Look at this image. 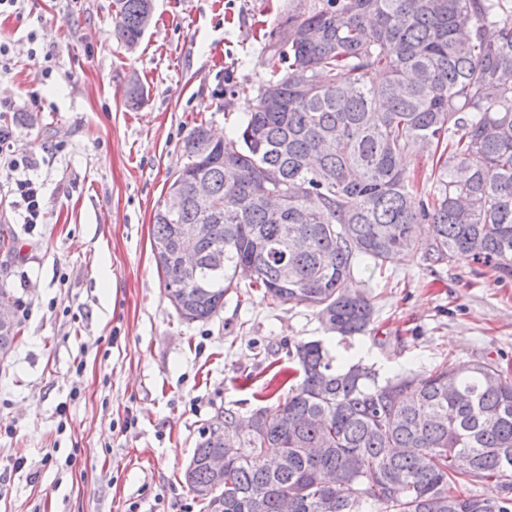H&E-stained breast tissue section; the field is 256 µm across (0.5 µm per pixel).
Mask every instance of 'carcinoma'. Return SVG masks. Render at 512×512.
I'll use <instances>...</instances> for the list:
<instances>
[{
    "label": "carcinoma",
    "mask_w": 512,
    "mask_h": 512,
    "mask_svg": "<svg viewBox=\"0 0 512 512\" xmlns=\"http://www.w3.org/2000/svg\"><path fill=\"white\" fill-rule=\"evenodd\" d=\"M116 6L113 34L135 47L152 0ZM264 62L269 76L233 136L215 141L203 122L189 133L169 182L185 192L182 210L156 204L161 273L182 260L180 234L209 225L192 279L164 283L182 319L210 320L244 286L313 309L345 339L373 322L355 285L360 265L418 257L512 279V0H310L275 18ZM420 154L436 158L428 174L409 168ZM199 178L206 199L193 194ZM2 247L17 253L9 224ZM19 334V323L0 324L1 356ZM288 359L300 380L253 411L256 432L238 431L233 407L202 428L183 480L204 512L217 498L221 512H280L285 496L292 512H367L372 502L383 512H512L509 368L444 361L387 376L361 360L333 364L319 341L295 343ZM229 437L239 451H224ZM220 453L218 482L207 460ZM480 484L490 490L474 492Z\"/></svg>",
    "instance_id": "carcinoma-1"
}]
</instances>
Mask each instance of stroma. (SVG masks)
Returning <instances> with one entry per match:
<instances>
[{"instance_id":"35a3bbf8","label":"stroma","mask_w":512,"mask_h":512,"mask_svg":"<svg viewBox=\"0 0 512 512\" xmlns=\"http://www.w3.org/2000/svg\"><path fill=\"white\" fill-rule=\"evenodd\" d=\"M297 2L154 0L132 49L112 34L113 0H19L0 13V124L46 213L24 223L0 172V224L18 236L17 254L0 250V288L18 298L22 327L0 356V512H200L181 475L202 427L228 406L249 416L297 341L386 373L512 364V283L477 264L356 272L374 321L345 342L311 309L257 292L229 294L203 323L170 305L155 206L193 126L228 134L248 110L232 89L264 79L263 34ZM134 78L146 96L131 110Z\"/></svg>"}]
</instances>
